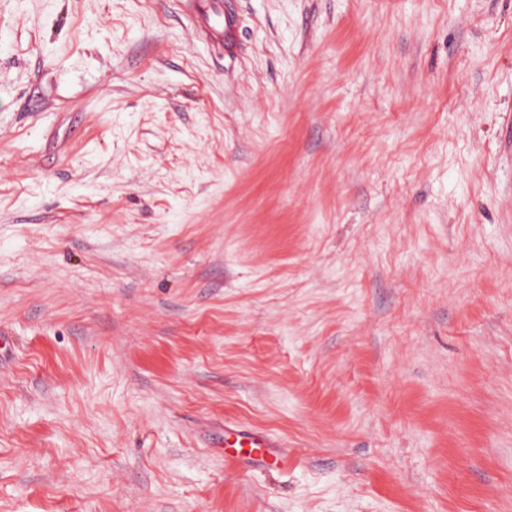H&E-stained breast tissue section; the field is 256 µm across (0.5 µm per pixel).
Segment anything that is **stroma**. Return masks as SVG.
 <instances>
[{
  "label": "stroma",
  "instance_id": "1",
  "mask_svg": "<svg viewBox=\"0 0 512 512\" xmlns=\"http://www.w3.org/2000/svg\"><path fill=\"white\" fill-rule=\"evenodd\" d=\"M229 7L0 0V512H512V0ZM183 7L194 16L206 40L224 47L232 44L236 26L232 13L223 0H180ZM224 447L234 448L226 457L253 465H275L285 468L288 465V452L284 444L273 436L259 430H247L235 424L224 425Z\"/></svg>",
  "mask_w": 512,
  "mask_h": 512
}]
</instances>
